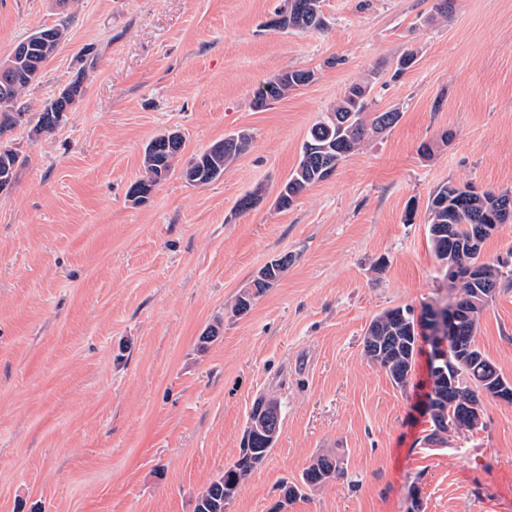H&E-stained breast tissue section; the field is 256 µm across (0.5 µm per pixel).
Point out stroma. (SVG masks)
I'll list each match as a JSON object with an SVG mask.
<instances>
[{
  "mask_svg": "<svg viewBox=\"0 0 512 512\" xmlns=\"http://www.w3.org/2000/svg\"><path fill=\"white\" fill-rule=\"evenodd\" d=\"M434 2L321 0L325 28L282 32L268 22L284 0H0V61L66 27L4 136L20 163L0 191V512H194L262 396L281 431L226 512H272L322 453L343 475L287 512H512V404L484 401L481 427L431 447L427 355L403 390L362 355L376 315L455 296L430 194L512 191V0H452L435 19ZM291 68L314 81L255 108ZM76 79L59 127L32 135ZM367 79L399 121L276 208L311 126ZM167 130L188 157L240 130L253 141L219 180L176 172L131 205L144 148ZM259 186L263 204L237 211ZM283 255L281 279L235 314ZM476 343L512 380V279ZM273 261L271 260L270 263H267L263 268H261L255 278L251 281L250 286L247 290L243 291L237 298L235 302V312L239 315L241 314H247L249 312V308H251V305L253 303V300L264 294L268 288H271L274 283L281 277V273L278 274L276 270H270L269 264H271ZM267 271L263 276V272ZM243 310L246 312L243 313Z\"/></svg>",
  "mask_w": 512,
  "mask_h": 512,
  "instance_id": "stroma-1",
  "label": "stroma"
}]
</instances>
